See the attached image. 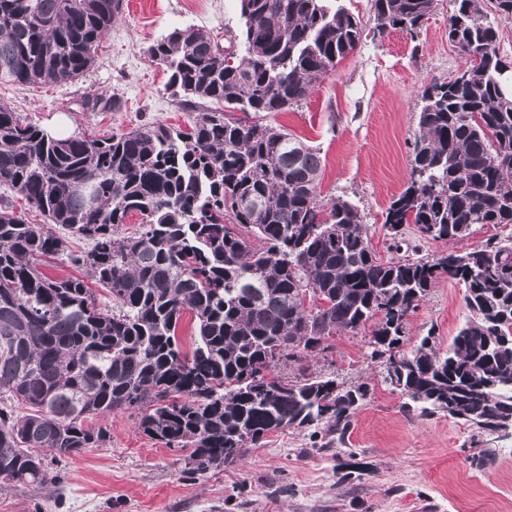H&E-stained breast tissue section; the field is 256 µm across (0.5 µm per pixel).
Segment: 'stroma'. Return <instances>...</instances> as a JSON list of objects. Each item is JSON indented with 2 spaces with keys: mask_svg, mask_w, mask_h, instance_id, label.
Returning <instances> with one entry per match:
<instances>
[{
  "mask_svg": "<svg viewBox=\"0 0 512 512\" xmlns=\"http://www.w3.org/2000/svg\"><path fill=\"white\" fill-rule=\"evenodd\" d=\"M451 0L417 36L390 30L367 36L300 106L268 115L322 157V198L355 204L381 259L395 257L385 211L407 185L424 88L450 80L467 65L448 41ZM199 27L217 40L238 32L240 0H123L122 14L99 48L94 65L72 83L20 85L0 81V104L42 128L65 124L74 134L119 135L164 124L188 128L194 117L165 88L163 66L147 48L173 29ZM95 93L117 97L116 112H86ZM66 254L42 270L62 279L85 277L72 255L87 240L55 227ZM410 257L469 252L512 238V224H477L468 236L425 241L404 225ZM462 282L443 278L410 314L402 350L427 333L447 348L468 311ZM311 369L345 384L368 387L344 445L315 448L307 430L269 435L236 464L204 474L187 472L181 452L142 434L131 413L91 420L106 428L98 447L62 459L47 486L0 484V512H512V436L499 439L446 416L402 408L384 380L383 360H370L363 335L339 333Z\"/></svg>",
  "mask_w": 512,
  "mask_h": 512,
  "instance_id": "1",
  "label": "stroma"
}]
</instances>
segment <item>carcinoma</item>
Returning a JSON list of instances; mask_svg holds the SVG:
<instances>
[{
    "mask_svg": "<svg viewBox=\"0 0 512 512\" xmlns=\"http://www.w3.org/2000/svg\"><path fill=\"white\" fill-rule=\"evenodd\" d=\"M451 2L448 42L469 66L422 92L410 178L384 220L394 238L405 224L431 241L512 224V73L486 11L509 22L512 0ZM436 6L373 0L375 29L412 34ZM120 11L121 0H0V79H78ZM240 16L226 45L188 27L147 48L184 106L214 105L188 132L156 124L55 137L0 105V185L47 220L0 208L1 483L47 484L48 459L97 447L106 431L85 423L118 411L188 451L192 474L233 464L277 431L313 428L320 448L342 444L367 387L306 367L288 380L277 372L312 361L338 332L370 330V357L386 358L385 381L407 410L467 416L477 428L512 411L502 385L512 376V239L377 257L359 209L320 199V153L262 121L335 71L362 42L360 19L340 0H240ZM83 106L121 103L98 95ZM131 213L142 222L127 234ZM52 224L91 241L74 261L112 308L85 280L40 270V258L65 252ZM443 275L463 282L471 317L443 353L429 335L401 351L405 319ZM188 312L186 353L178 328Z\"/></svg>",
    "mask_w": 512,
    "mask_h": 512,
    "instance_id": "cac0c4a2",
    "label": "carcinoma"
}]
</instances>
